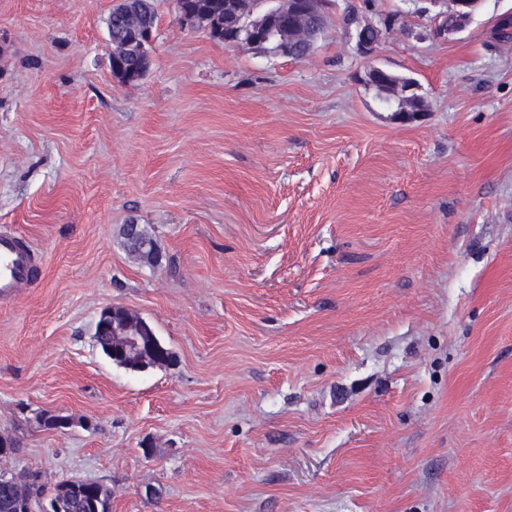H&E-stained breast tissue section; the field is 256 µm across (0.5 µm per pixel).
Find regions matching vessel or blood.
Returning <instances> with one entry per match:
<instances>
[{"label":"vessel or blood","instance_id":"obj_1","mask_svg":"<svg viewBox=\"0 0 512 512\" xmlns=\"http://www.w3.org/2000/svg\"><path fill=\"white\" fill-rule=\"evenodd\" d=\"M41 259L17 232L0 229V303L6 304L31 288Z\"/></svg>","mask_w":512,"mask_h":512}]
</instances>
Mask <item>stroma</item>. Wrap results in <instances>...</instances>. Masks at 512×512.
Masks as SVG:
<instances>
[{"instance_id": "1", "label": "stroma", "mask_w": 512, "mask_h": 512, "mask_svg": "<svg viewBox=\"0 0 512 512\" xmlns=\"http://www.w3.org/2000/svg\"><path fill=\"white\" fill-rule=\"evenodd\" d=\"M115 2L0 0V227L45 267L0 304L11 472L101 482L112 512H512V0L446 39L415 0H338L300 60L157 0L131 85ZM350 11L397 18L373 58ZM372 64L427 112L390 120ZM111 306L171 361L112 364Z\"/></svg>"}]
</instances>
